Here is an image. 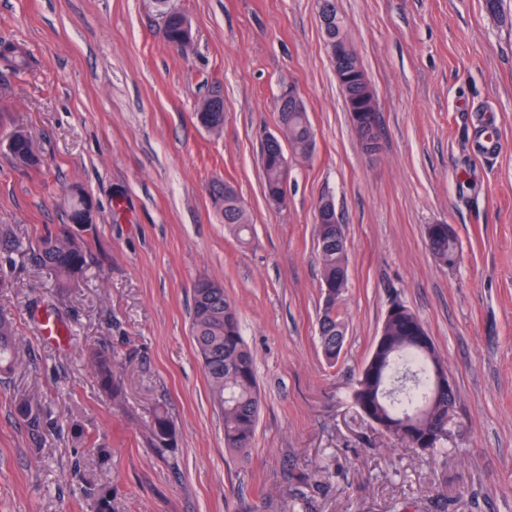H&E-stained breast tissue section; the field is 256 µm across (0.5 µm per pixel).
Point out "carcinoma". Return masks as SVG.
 Here are the masks:
<instances>
[{"instance_id": "1", "label": "carcinoma", "mask_w": 512, "mask_h": 512, "mask_svg": "<svg viewBox=\"0 0 512 512\" xmlns=\"http://www.w3.org/2000/svg\"><path fill=\"white\" fill-rule=\"evenodd\" d=\"M164 17L166 39L179 43L186 36L182 14L166 9V0H155ZM324 30L325 50L331 63H336L338 52L349 41L342 17L336 9V0H318ZM0 60L15 73H23L29 66V55L19 43L0 40ZM279 127L283 138L264 141L261 149V167L264 192L268 202L284 204L283 144L292 153L305 159L314 151L313 131L305 103L293 105L286 101L279 109ZM211 200L222 223L232 226L238 234L251 230L250 215L235 187L227 181H215L211 186ZM72 222L92 223L88 203L75 195L70 214ZM317 251L321 264L323 305L318 318V334L322 352L329 363L338 359L346 336L344 318L336 311L332 293L336 286L348 284V253L343 225L321 221L314 225ZM426 243L436 262L446 266L448 257L459 253L457 240H448L433 234L432 225L424 230ZM27 245L11 237L9 229L0 228V260L10 261L15 252H24ZM36 263L48 269L56 278L58 287L70 288L78 281L88 264V245L75 239L46 237L33 252ZM194 289L191 336L201 357L208 381L211 400L224 422V448L235 457L248 456L254 441L260 414L261 399L255 373L252 351L241 334L239 317L234 302L224 292L223 285L211 280L199 281ZM398 311L385 315L379 336L370 358L364 363L352 398L355 405L385 435L399 438L421 452L432 456L448 453V425L441 417L448 407L456 405L455 384L437 391L434 370L442 367V360L432 338L419 317L406 305L396 303ZM16 329L6 317L0 316V373L14 370ZM90 362L101 388L113 397L119 396V383L112 374V355L95 347L89 350ZM75 438L96 447L98 460L105 463L112 455L110 448L90 440L83 429L74 430ZM153 448H171L175 430L164 409L154 411L149 435ZM87 496L92 512H112V488L91 483Z\"/></svg>"}]
</instances>
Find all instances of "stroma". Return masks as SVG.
Returning a JSON list of instances; mask_svg holds the SVG:
<instances>
[{"label": "stroma", "instance_id": "obj_1", "mask_svg": "<svg viewBox=\"0 0 512 512\" xmlns=\"http://www.w3.org/2000/svg\"><path fill=\"white\" fill-rule=\"evenodd\" d=\"M191 52L161 36L154 0H0V40L29 67L0 63V224L26 243L66 231L92 241L77 286L59 291L29 256L5 266L0 312L21 368L0 381V512H88L85 477L113 512H512V0H336L373 86L380 150L359 146L323 43L317 0H170ZM294 87L315 133L288 159L287 204L263 193L261 143ZM224 128L203 129V98ZM497 148L485 153V126ZM25 131L41 164L6 151ZM228 180L253 222L242 240L214 210ZM93 211L71 223L72 190ZM334 198L348 246L339 307L347 333L323 355L315 203ZM451 225L461 259L439 265L424 236ZM235 301L262 407L248 459L224 448L190 323L201 279ZM421 319L457 390L448 454L381 434L352 400L393 302ZM51 307L64 343L42 337ZM108 346L112 401L85 352ZM32 401V427L15 412ZM176 431L148 447L152 407ZM107 444L99 464L73 424ZM0 60L6 62L14 73H24L29 66V55L19 43L0 40Z\"/></svg>", "mask_w": 512, "mask_h": 512}]
</instances>
